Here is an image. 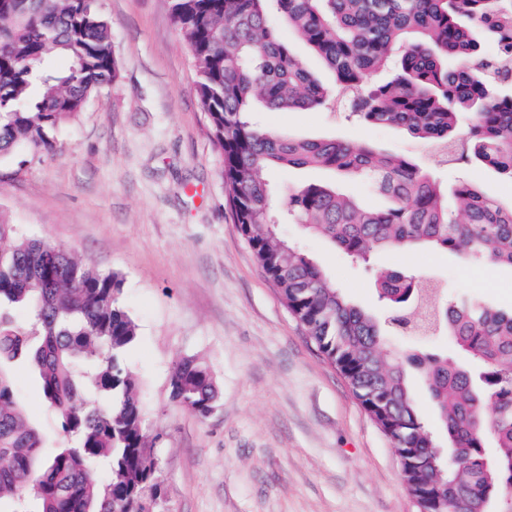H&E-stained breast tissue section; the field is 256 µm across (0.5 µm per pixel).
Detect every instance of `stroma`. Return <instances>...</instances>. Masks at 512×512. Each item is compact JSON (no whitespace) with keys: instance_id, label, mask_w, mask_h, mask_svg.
Returning a JSON list of instances; mask_svg holds the SVG:
<instances>
[{"instance_id":"stroma-1","label":"stroma","mask_w":512,"mask_h":512,"mask_svg":"<svg viewBox=\"0 0 512 512\" xmlns=\"http://www.w3.org/2000/svg\"><path fill=\"white\" fill-rule=\"evenodd\" d=\"M112 28L119 76L78 120L55 130V150L0 158V221L83 262L124 276L138 339L124 356L146 419L159 433L164 512H415L387 437L257 264L227 204L216 149L171 0H98ZM284 135L369 141L415 157L442 181L475 179L503 202L512 178L439 162L423 140L360 123L345 104L263 111ZM298 241L354 304L379 317L371 270L323 240ZM378 266L437 284L446 298L512 308V269L489 271L431 250L389 251ZM198 359L218 395L205 418L174 405L176 364ZM16 400L46 451L68 446L26 363L8 365Z\"/></svg>"}]
</instances>
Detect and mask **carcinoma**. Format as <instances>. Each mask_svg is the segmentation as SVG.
Returning a JSON list of instances; mask_svg holds the SVG:
<instances>
[{
	"mask_svg": "<svg viewBox=\"0 0 512 512\" xmlns=\"http://www.w3.org/2000/svg\"><path fill=\"white\" fill-rule=\"evenodd\" d=\"M196 70L227 200L240 233L289 312L348 381L402 461L410 495L428 512H512V310L476 300L442 305L440 290L383 272L381 324L342 294L295 244L299 224L367 266L383 251L427 248L512 268V202L470 180L440 183L409 156L333 137L277 134L261 109H323L334 94L369 125L454 149L448 161L512 178V0H172ZM282 20L321 61L325 83L280 35ZM68 65L57 69L55 57ZM118 76L110 24L97 0H14L0 17V156L54 148L49 131L83 112ZM470 112L467 138L455 135ZM273 166L359 178L383 198L370 207L332 181L289 189L275 208ZM28 310L14 325L10 311ZM446 329L469 362L394 351L389 328ZM137 325L123 276L102 272L0 222V365L28 362L72 445L43 454L0 371V504L9 512H147L160 489L138 389L123 363ZM420 371L448 439L442 455L407 382ZM170 396L205 418L216 402L207 368L181 360Z\"/></svg>",
	"mask_w": 512,
	"mask_h": 512,
	"instance_id": "1",
	"label": "carcinoma"
}]
</instances>
